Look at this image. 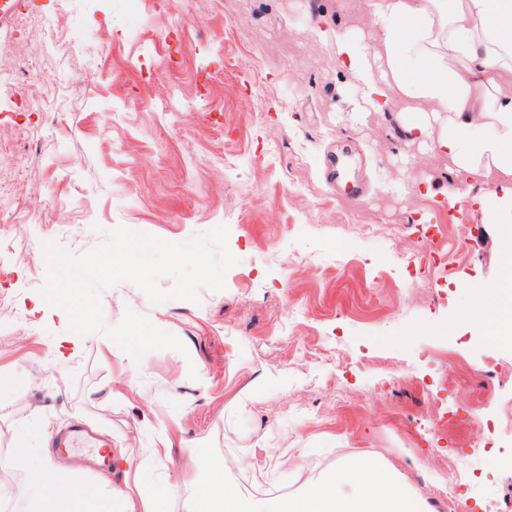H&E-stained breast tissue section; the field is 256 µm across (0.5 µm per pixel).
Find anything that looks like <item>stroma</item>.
<instances>
[{"instance_id":"1","label":"stroma","mask_w":512,"mask_h":512,"mask_svg":"<svg viewBox=\"0 0 512 512\" xmlns=\"http://www.w3.org/2000/svg\"><path fill=\"white\" fill-rule=\"evenodd\" d=\"M0 460L16 444L90 485L94 449L63 452L74 420L132 461L165 431L158 474L188 512L205 452L224 480L297 492L365 453L448 512H507L512 340L458 315L502 274L501 227L480 199L454 219L447 160L392 112L355 114L352 74L318 17L367 28L362 0H0ZM224 225L237 263L200 304L102 292L175 335L134 360L72 335L45 307L44 245L93 250L123 226L169 242ZM124 479L123 468L104 474Z\"/></svg>"}]
</instances>
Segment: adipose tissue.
Here are the masks:
<instances>
[{"label":"adipose tissue","mask_w":512,"mask_h":512,"mask_svg":"<svg viewBox=\"0 0 512 512\" xmlns=\"http://www.w3.org/2000/svg\"><path fill=\"white\" fill-rule=\"evenodd\" d=\"M368 32L325 26L319 38L355 78L359 112H393L405 136L446 159L457 179L451 206L472 191L495 203L503 227V273L474 291L459 316L490 341L512 336V0H363ZM32 494L28 512H168L170 488L142 465L128 464L132 487L99 489L14 448ZM190 512H425L405 481L378 460L356 457L334 475L307 477L299 495L242 496L202 464Z\"/></svg>","instance_id":"obj_1"}]
</instances>
